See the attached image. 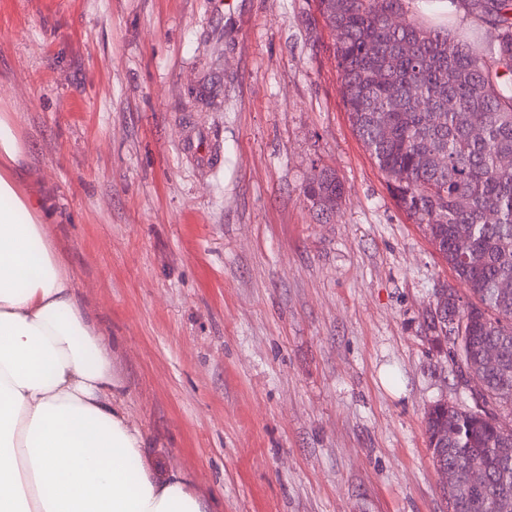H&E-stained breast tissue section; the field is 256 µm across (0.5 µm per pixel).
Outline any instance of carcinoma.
Masks as SVG:
<instances>
[{
  "instance_id": "obj_1",
  "label": "carcinoma",
  "mask_w": 512,
  "mask_h": 512,
  "mask_svg": "<svg viewBox=\"0 0 512 512\" xmlns=\"http://www.w3.org/2000/svg\"><path fill=\"white\" fill-rule=\"evenodd\" d=\"M341 75V98L358 139L388 178L399 206L425 226L470 298L453 290L457 324L437 338L461 380L477 379L481 404L431 407L428 447L437 469L455 470L453 512H512V0H451L491 38L457 36L405 18L404 0H316ZM396 13L403 26L391 27ZM430 112H416L414 96ZM304 193L320 211L344 184L320 170ZM468 241L465 252L457 240ZM494 348L499 363L484 364ZM448 430V440L440 433ZM483 461L474 476L471 458Z\"/></svg>"
}]
</instances>
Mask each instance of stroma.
<instances>
[{
  "label": "stroma",
  "instance_id": "35a3bbf8",
  "mask_svg": "<svg viewBox=\"0 0 512 512\" xmlns=\"http://www.w3.org/2000/svg\"><path fill=\"white\" fill-rule=\"evenodd\" d=\"M316 14L0 0V110L161 465L223 512H450L425 414L469 403L430 327L459 281L353 132ZM344 184L336 174L321 169L305 186L304 193L320 211H333L342 202Z\"/></svg>",
  "mask_w": 512,
  "mask_h": 512
}]
</instances>
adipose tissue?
Wrapping results in <instances>:
<instances>
[{
	"mask_svg": "<svg viewBox=\"0 0 512 512\" xmlns=\"http://www.w3.org/2000/svg\"><path fill=\"white\" fill-rule=\"evenodd\" d=\"M30 149L0 113V512H219L160 468L44 226Z\"/></svg>",
	"mask_w": 512,
	"mask_h": 512,
	"instance_id": "adipose-tissue-1",
	"label": "adipose tissue"
}]
</instances>
